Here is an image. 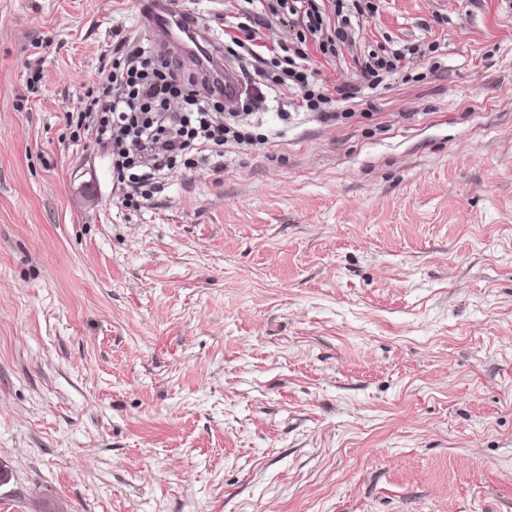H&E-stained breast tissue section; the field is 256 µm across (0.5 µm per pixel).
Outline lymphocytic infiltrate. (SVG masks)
<instances>
[{"instance_id":"1","label":"lymphocytic infiltrate","mask_w":512,"mask_h":512,"mask_svg":"<svg viewBox=\"0 0 512 512\" xmlns=\"http://www.w3.org/2000/svg\"><path fill=\"white\" fill-rule=\"evenodd\" d=\"M277 3L286 23L296 29L292 44L265 46L261 19L249 13L228 32L225 50L253 64L263 85L297 90L293 110L311 114L325 124L341 121V113L329 111L328 106L335 98H351L352 92L345 88L333 91L320 83L307 63L304 46L312 42L324 55H339L352 42L355 19L375 12L373 0ZM117 44L126 50L123 63L104 72L98 86L87 90L77 121L92 122L96 140L111 143L112 174L132 188L124 195L123 206L136 207L149 199L178 160L205 152L220 157L229 147L246 153L264 149L268 134L256 131L254 124L239 114L223 115V91L201 93L200 76L184 77L176 57L134 45L124 35ZM437 50L431 43L424 48L414 44L389 54H369L361 65V84L378 89L387 76L397 72L405 57H423ZM116 84L124 88V95H113ZM174 98L184 101V111L168 110L167 104Z\"/></svg>"}]
</instances>
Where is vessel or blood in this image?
<instances>
[{"instance_id": "b4317fda", "label": "vessel or blood", "mask_w": 512, "mask_h": 512, "mask_svg": "<svg viewBox=\"0 0 512 512\" xmlns=\"http://www.w3.org/2000/svg\"><path fill=\"white\" fill-rule=\"evenodd\" d=\"M139 26L160 33L184 57L192 59L209 83L224 89V106L233 109L246 90L237 67L224 60L223 48L207 24L178 7L175 0H141Z\"/></svg>"}]
</instances>
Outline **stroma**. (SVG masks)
Segmentation results:
<instances>
[{
  "label": "stroma",
  "mask_w": 512,
  "mask_h": 512,
  "mask_svg": "<svg viewBox=\"0 0 512 512\" xmlns=\"http://www.w3.org/2000/svg\"><path fill=\"white\" fill-rule=\"evenodd\" d=\"M336 124L138 209L66 115L137 0H0V512H512V0H373ZM37 74V93L26 79ZM438 51L434 42L427 44V47L421 49V45H411L402 50H396L391 54H368L361 65L360 82L364 88L377 90L385 81L388 75L395 74L399 63L406 58V55L425 57Z\"/></svg>",
  "instance_id": "obj_1"
}]
</instances>
